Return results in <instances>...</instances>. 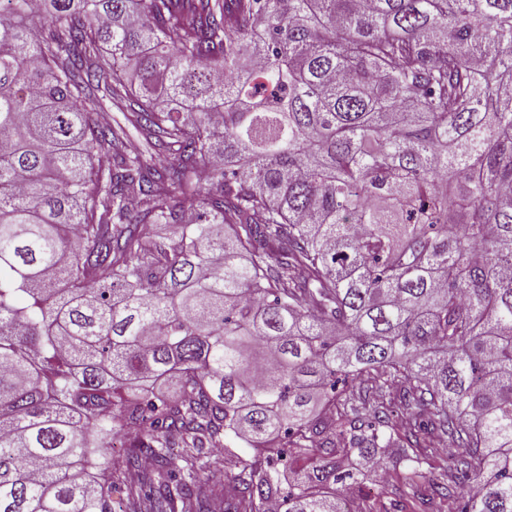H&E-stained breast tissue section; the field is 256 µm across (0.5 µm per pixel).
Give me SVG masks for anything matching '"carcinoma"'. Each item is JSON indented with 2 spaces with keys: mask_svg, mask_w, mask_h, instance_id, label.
Instances as JSON below:
<instances>
[{
  "mask_svg": "<svg viewBox=\"0 0 512 512\" xmlns=\"http://www.w3.org/2000/svg\"><path fill=\"white\" fill-rule=\"evenodd\" d=\"M131 427L147 512L422 499L438 437L512 512V0H0V512H112ZM369 472L367 473V477L364 480V487L377 488L379 486V475L382 471H387L390 475L389 482L385 485L389 488V491H393L390 494V498L392 501V512H410L411 504L410 501L406 498H402L399 496V493L396 492L395 487L397 486V480L394 477V468L391 462H388L386 467L383 470H380L378 466L368 468Z\"/></svg>",
  "mask_w": 512,
  "mask_h": 512,
  "instance_id": "carcinoma-1",
  "label": "carcinoma"
}]
</instances>
